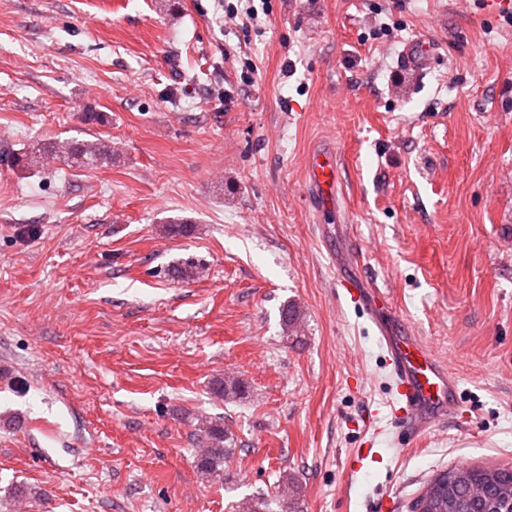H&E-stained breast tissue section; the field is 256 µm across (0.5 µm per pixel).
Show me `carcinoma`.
I'll return each instance as SVG.
<instances>
[{
  "mask_svg": "<svg viewBox=\"0 0 512 512\" xmlns=\"http://www.w3.org/2000/svg\"><path fill=\"white\" fill-rule=\"evenodd\" d=\"M112 162V145L102 139H46L30 150L12 156L17 167H50L63 163L79 169H97ZM215 393L232 400L245 392L237 380L218 377L212 382ZM197 439L206 450L195 461L197 471L204 477L224 476V461L232 449L224 425L211 420L199 423ZM427 484L435 488L436 499L430 512H512V498L502 501L496 490L503 484H512V466L455 467L434 474ZM264 497L249 498L237 505V512H300L294 496L275 501L277 509Z\"/></svg>",
  "mask_w": 512,
  "mask_h": 512,
  "instance_id": "obj_1",
  "label": "carcinoma"
}]
</instances>
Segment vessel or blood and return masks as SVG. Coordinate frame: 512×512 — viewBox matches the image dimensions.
Masks as SVG:
<instances>
[{"label": "vessel or blood", "instance_id": "obj_1", "mask_svg": "<svg viewBox=\"0 0 512 512\" xmlns=\"http://www.w3.org/2000/svg\"><path fill=\"white\" fill-rule=\"evenodd\" d=\"M433 57L430 43L419 37L409 40L401 52L403 66L414 74L423 73ZM308 171L318 196L330 199L341 183L337 151L330 146L314 149ZM339 287L343 297L361 305L373 325L395 384L403 430L418 438L433 431L439 418L457 414V378L421 337L393 328L386 289L374 284L361 287L344 280Z\"/></svg>", "mask_w": 512, "mask_h": 512}]
</instances>
